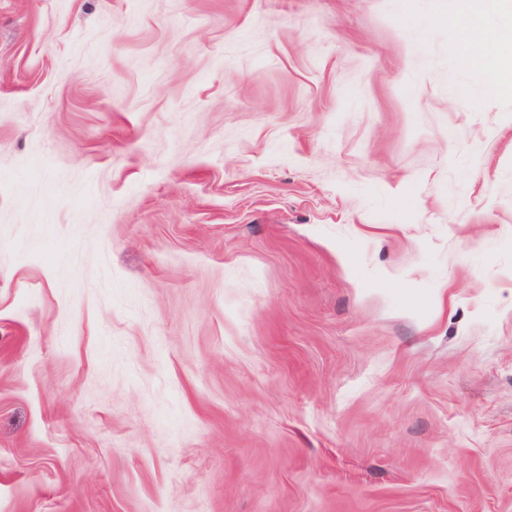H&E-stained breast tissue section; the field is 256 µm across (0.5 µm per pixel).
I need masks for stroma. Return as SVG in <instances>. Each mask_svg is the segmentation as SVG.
Masks as SVG:
<instances>
[{"label":"stroma","mask_w":512,"mask_h":512,"mask_svg":"<svg viewBox=\"0 0 512 512\" xmlns=\"http://www.w3.org/2000/svg\"><path fill=\"white\" fill-rule=\"evenodd\" d=\"M463 0H0V512H512V93ZM448 33L453 37L461 39L472 48V60L475 63H481L488 45L493 38L489 33H481L475 30H462L458 27L448 26Z\"/></svg>","instance_id":"35a3bbf8"}]
</instances>
